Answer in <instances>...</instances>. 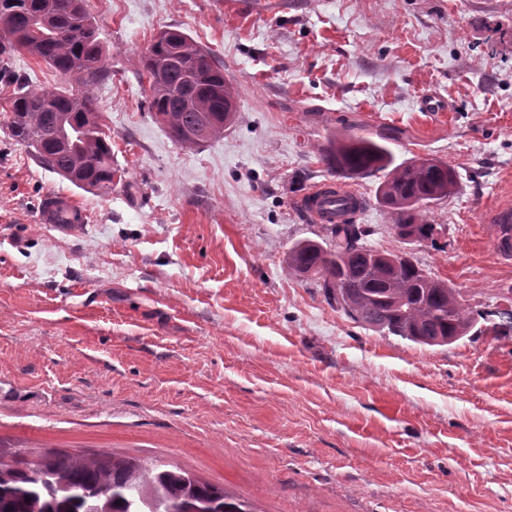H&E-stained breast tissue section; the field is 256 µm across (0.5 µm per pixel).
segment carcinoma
<instances>
[{
  "mask_svg": "<svg viewBox=\"0 0 512 512\" xmlns=\"http://www.w3.org/2000/svg\"><path fill=\"white\" fill-rule=\"evenodd\" d=\"M25 52L67 81L60 88L19 85L9 99L12 138L76 187L109 194L117 169L112 144L96 112L94 89L112 79L99 26L86 0H0V75ZM149 106L176 145L197 148L224 135L236 112L224 67L188 34L160 31L142 54ZM323 161L344 178L383 173L377 200L394 217L404 240H434L426 209L448 197L455 172L418 158L393 164L381 143L354 135L329 141ZM330 243L293 244L285 264L323 288L327 301L356 324L410 342L443 346L491 330L512 335V312L494 321L475 316L448 283L421 268L413 253L384 254L367 247L371 230L350 220L329 227ZM250 512L223 488L165 466L55 454L27 467L0 460V512Z\"/></svg>",
  "mask_w": 512,
  "mask_h": 512,
  "instance_id": "1",
  "label": "carcinoma"
}]
</instances>
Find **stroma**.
I'll return each instance as SVG.
<instances>
[{
  "label": "stroma",
  "mask_w": 512,
  "mask_h": 512,
  "mask_svg": "<svg viewBox=\"0 0 512 512\" xmlns=\"http://www.w3.org/2000/svg\"><path fill=\"white\" fill-rule=\"evenodd\" d=\"M112 78L94 93L111 194L79 189L14 141L0 78V456L133 458L181 468L252 512H512V338L416 344L358 326L286 270L327 242L299 198L347 130L395 163L456 172L408 244L376 197L367 244L411 251L473 312L512 309V253L489 214L512 203V0H86ZM211 51L236 120L175 145L141 57L160 30ZM437 98L439 111L421 103ZM78 201L82 224L38 219Z\"/></svg>",
  "instance_id": "35a3bbf8"
}]
</instances>
